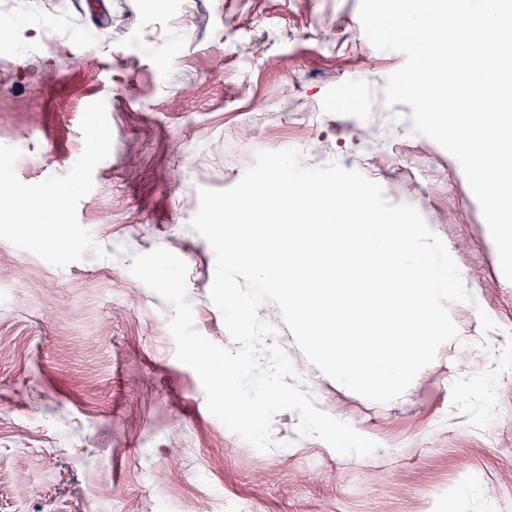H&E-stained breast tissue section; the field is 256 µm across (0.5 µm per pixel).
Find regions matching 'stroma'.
Instances as JSON below:
<instances>
[{"label": "stroma", "mask_w": 512, "mask_h": 512, "mask_svg": "<svg viewBox=\"0 0 512 512\" xmlns=\"http://www.w3.org/2000/svg\"><path fill=\"white\" fill-rule=\"evenodd\" d=\"M360 0H45L83 39L55 51L16 38L0 55V193L66 190L64 238L0 212V512H512V290L454 160L386 106L406 57L370 60ZM171 55L167 67L155 59ZM337 162L438 225L500 319L441 346L402 404L366 399L276 328L318 409L384 452L336 453L299 437L289 410L261 452L211 414L176 356L173 310L129 270L163 247L188 267L196 329L233 348L210 298L215 255L190 228L199 191L237 184L258 152Z\"/></svg>", "instance_id": "stroma-1"}]
</instances>
